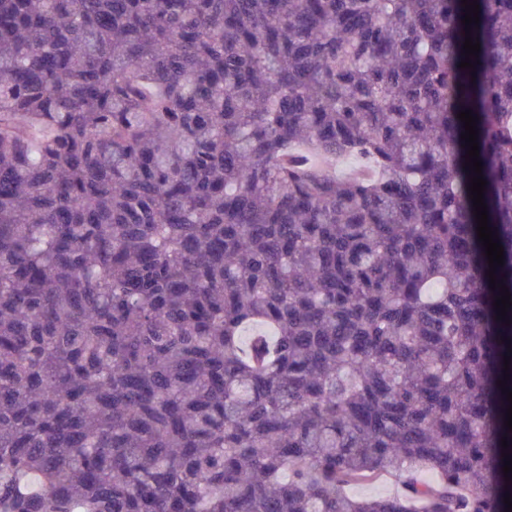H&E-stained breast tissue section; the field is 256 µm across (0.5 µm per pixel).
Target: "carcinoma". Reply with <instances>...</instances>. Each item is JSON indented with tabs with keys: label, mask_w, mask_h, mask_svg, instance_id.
<instances>
[{
	"label": "carcinoma",
	"mask_w": 512,
	"mask_h": 512,
	"mask_svg": "<svg viewBox=\"0 0 512 512\" xmlns=\"http://www.w3.org/2000/svg\"><path fill=\"white\" fill-rule=\"evenodd\" d=\"M473 1L462 69V0H0V512H505L457 114L512 293V0ZM401 486L393 480H377L371 484L351 487L348 492L355 497H377L401 493Z\"/></svg>",
	"instance_id": "carcinoma-1"
}]
</instances>
